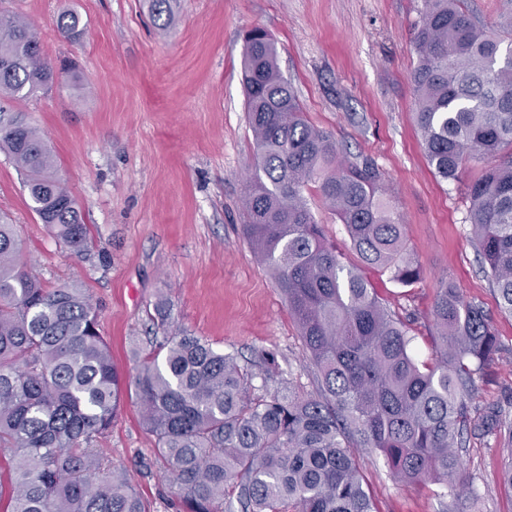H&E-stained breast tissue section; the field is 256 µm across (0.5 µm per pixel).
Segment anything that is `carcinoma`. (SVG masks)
<instances>
[{
	"label": "carcinoma",
	"instance_id": "obj_1",
	"mask_svg": "<svg viewBox=\"0 0 512 512\" xmlns=\"http://www.w3.org/2000/svg\"><path fill=\"white\" fill-rule=\"evenodd\" d=\"M84 28L75 12L55 21L71 40ZM504 30L487 31L467 0H424L411 80L435 172L457 181L467 164H484L466 185L469 221L499 309L512 316V21ZM41 41L24 16L0 13V100L72 78L53 69ZM241 68L255 158L245 231L288 302L321 388L268 390L273 356L245 367L198 336L171 332L169 298L159 297L151 320L162 336L139 362L135 395L180 512H377L360 448L383 455L398 483L473 494L461 455L473 426L508 436L502 481L512 490V426L475 417L470 405L503 351L488 314L441 282L431 310L440 343L418 362L410 328L362 271L342 263L305 196L313 187L337 212L363 268L411 286L420 265L382 199L378 168L340 156L308 122L265 30L247 33ZM0 150L24 175L41 223L71 252L86 251L90 227L44 132L23 118L0 122ZM22 256L13 225L0 224V512H145L127 473L95 448L125 381L92 300L76 283L45 287Z\"/></svg>",
	"mask_w": 512,
	"mask_h": 512
}]
</instances>
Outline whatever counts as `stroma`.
I'll return each mask as SVG.
<instances>
[{"mask_svg":"<svg viewBox=\"0 0 512 512\" xmlns=\"http://www.w3.org/2000/svg\"><path fill=\"white\" fill-rule=\"evenodd\" d=\"M422 9L423 0H174L163 31L145 0H0V11L37 24L52 66L67 62L76 74L12 108L47 133L58 174L91 226L90 247L72 254L41 224L23 175L2 151L0 219L14 225L34 258L30 272L45 286L86 289L121 374L132 377L137 354L151 351L148 313L164 293L174 304V328L243 365L274 354L277 384L307 392L318 386L286 299L243 232L253 144L241 52L254 27L275 39L280 71L308 121L341 155L370 159L383 175L384 198L402 217L421 279L404 286L377 275L373 282L391 313L412 321L418 358L432 356L430 311L445 280L483 306L504 348L512 347V317L498 310L468 222L464 185L482 169L469 167L459 182L442 179L416 125L411 74ZM67 11L85 23L80 41L55 30ZM306 197L344 265L359 267L335 212L315 191ZM473 404L512 422L511 355L491 365ZM467 447L475 499L439 495L431 483L394 482L381 454L361 455L378 512H512V492L499 480L500 444L475 429ZM98 448L128 472L146 512H178L134 393Z\"/></svg>","mask_w":512,"mask_h":512,"instance_id":"obj_1","label":"stroma"}]
</instances>
